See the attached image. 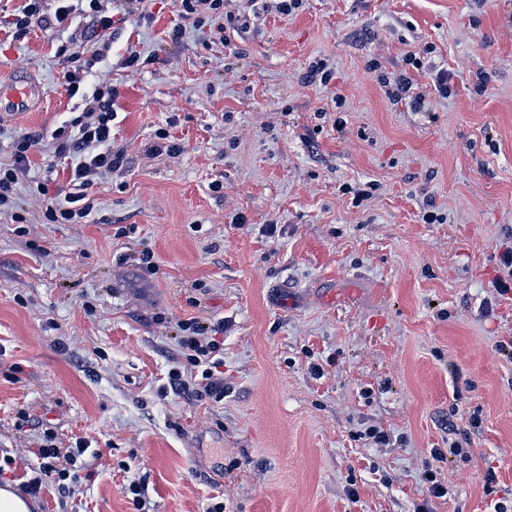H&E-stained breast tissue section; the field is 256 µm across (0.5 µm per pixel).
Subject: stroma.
I'll return each instance as SVG.
<instances>
[{"instance_id": "stroma-1", "label": "stroma", "mask_w": 512, "mask_h": 512, "mask_svg": "<svg viewBox=\"0 0 512 512\" xmlns=\"http://www.w3.org/2000/svg\"><path fill=\"white\" fill-rule=\"evenodd\" d=\"M272 3L224 0L248 26L221 44L211 20L171 40L177 0H144L85 81L117 88L112 148L125 156L89 188L90 223H43L25 188L24 227L0 216V458L18 462L5 480L25 481L47 427L59 446L99 451L74 496L48 487L34 512H137L132 482L147 512L512 502V361L498 350L512 299L492 287L512 246V0H303L288 16ZM67 44L36 27L0 48V82L24 70L45 89L39 111L0 120V162L34 137L36 180L76 115ZM415 51L417 110L378 82ZM317 59L329 86L304 80ZM163 131L178 153L156 152ZM429 203L441 222L424 223ZM189 317L224 323L221 402L169 387L175 322ZM371 425L388 446L361 439ZM452 440L466 456L435 463ZM434 465L448 499L427 497Z\"/></svg>"}]
</instances>
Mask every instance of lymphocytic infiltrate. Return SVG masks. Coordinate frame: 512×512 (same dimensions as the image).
Instances as JSON below:
<instances>
[{
    "instance_id": "lymphocytic-infiltrate-1",
    "label": "lymphocytic infiltrate",
    "mask_w": 512,
    "mask_h": 512,
    "mask_svg": "<svg viewBox=\"0 0 512 512\" xmlns=\"http://www.w3.org/2000/svg\"><path fill=\"white\" fill-rule=\"evenodd\" d=\"M125 2L124 12L116 13L109 9L108 0H22L13 16L0 20V32L16 39L35 26L64 30L74 16L87 15L105 33L124 22L127 15L136 13L138 0ZM105 54L102 48L88 58L72 53L71 65L62 75L68 96L80 97L82 110L72 121L73 134L57 131L52 134L55 156L67 162L68 191L63 202L46 205L44 217L51 224L87 223L94 209V202L87 195L89 186L123 166L122 152L112 148L116 90L108 86H96L88 92L82 89L88 70ZM32 146L30 137H19L13 144L10 162L0 165V212L10 213L12 220L19 224L25 218L18 211V187L31 170ZM176 328L183 358L169 371L171 386L190 395L223 401V323H206L191 317L178 320ZM89 448V442L80 438L73 446L60 449L54 429H45L32 450L39 466L33 477L22 484V494L38 498L46 482L51 481L61 496L74 495L80 473L87 466L85 455Z\"/></svg>"
}]
</instances>
